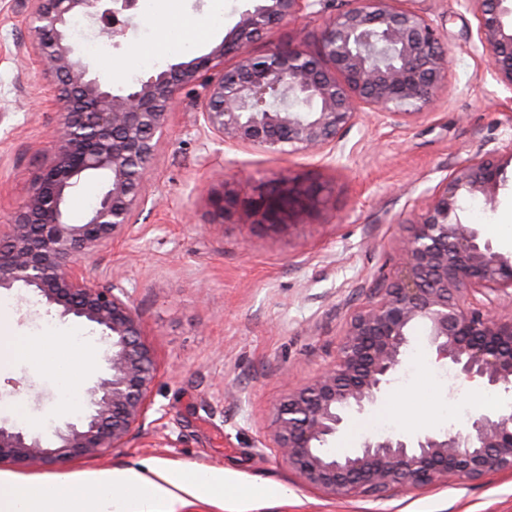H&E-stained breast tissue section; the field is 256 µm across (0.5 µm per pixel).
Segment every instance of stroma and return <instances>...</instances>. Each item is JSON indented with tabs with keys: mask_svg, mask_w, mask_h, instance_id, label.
<instances>
[{
	"mask_svg": "<svg viewBox=\"0 0 512 512\" xmlns=\"http://www.w3.org/2000/svg\"><path fill=\"white\" fill-rule=\"evenodd\" d=\"M20 0H0V225L7 223L38 176L62 114L55 77L35 56L18 58L15 45L30 41ZM250 0H154L151 15H135L124 36L95 28L76 39L92 73L120 90L137 78L206 54L236 24ZM347 0H326L322 14L273 27L252 47L260 55L280 46L317 45L328 17ZM448 52L447 79L428 113L406 124L360 113L338 134L329 155L292 149L272 155L229 146L196 123L191 108L199 87L182 90L144 201L125 237L85 262L99 286L121 284L139 314L155 352L158 374L147 419L124 447L67 467H0V474L41 480L53 476L68 489L91 474L164 466L223 471L247 486L282 484L287 501L248 506L247 512H512V470L475 481L452 480L384 497L332 496L305 485L273 448V407L288 392L336 362L351 315L367 304L372 288L394 275L405 224L455 168L479 151H512V93L492 77L475 47L477 19L458 0H428ZM223 20L184 52L167 53L159 39L185 19ZM99 43L91 50L89 41ZM320 185L323 201L307 223L282 227L245 224L221 213L214 197L229 190L253 193L279 174ZM458 215L482 239L512 256V165L494 202L461 194ZM0 333L30 336L41 317L54 319L62 336H88L94 361L81 374L88 389L107 367L108 345L99 327L60 318L35 294H5ZM415 328L410 348L385 397L351 415L334 446L357 448L385 432H440L452 427L449 403L470 399L484 412L485 388L450 374ZM73 347L38 349L0 362V422L46 436L74 417L62 410L58 381L48 360L72 363Z\"/></svg>",
	"mask_w": 512,
	"mask_h": 512,
	"instance_id": "35a3bbf8",
	"label": "stroma"
}]
</instances>
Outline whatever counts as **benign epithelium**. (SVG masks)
I'll return each mask as SVG.
<instances>
[{"mask_svg":"<svg viewBox=\"0 0 512 512\" xmlns=\"http://www.w3.org/2000/svg\"><path fill=\"white\" fill-rule=\"evenodd\" d=\"M415 0H351L326 21L316 50L249 48L271 26L296 20L322 0H252L224 40L188 62L150 74L124 94L90 72L75 51L77 17L115 37L117 15L136 0H23L35 40L18 53L44 58L57 80L62 120L33 189L0 225V290L26 286L63 317L98 325L110 341L108 373L86 391L87 409L38 436L0 424V464H53L105 455L142 426L157 376L126 290L97 286L85 260L126 235L143 199L180 92L201 87L195 111L225 143L281 152L323 153L367 108L392 123L426 114L445 83L448 62L438 22ZM478 19L477 38L493 77L512 91V0H462ZM232 56L235 65L224 68ZM512 154L478 153L450 175L401 241L396 274L350 318L336 364L275 407L272 440L300 479L331 495L382 496L448 479L478 480L512 470V408L474 416L463 430L376 434L351 453L327 445L386 392L390 376L421 326L424 340L456 375L512 391V316L491 295L512 290V257L455 215L460 192L493 201ZM100 171L106 191L82 224L66 216L81 177ZM322 189L282 176L242 204L249 224H302Z\"/></svg>","mask_w":512,"mask_h":512,"instance_id":"1","label":"benign epithelium"}]
</instances>
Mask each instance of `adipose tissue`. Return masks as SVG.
Returning <instances> with one entry per match:
<instances>
[{
  "mask_svg": "<svg viewBox=\"0 0 512 512\" xmlns=\"http://www.w3.org/2000/svg\"><path fill=\"white\" fill-rule=\"evenodd\" d=\"M288 493L279 484L231 489L220 472L145 461L137 469L100 473L78 491L64 490L55 482H22L0 475V512H175L176 506L192 499L226 495L233 500H280Z\"/></svg>",
  "mask_w": 512,
  "mask_h": 512,
  "instance_id": "ef3b65f1",
  "label": "adipose tissue"
}]
</instances>
